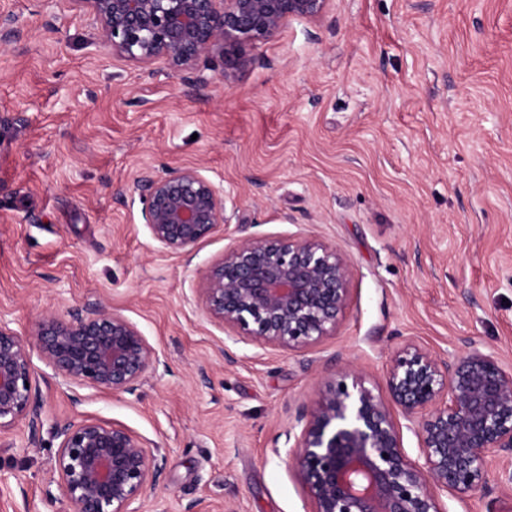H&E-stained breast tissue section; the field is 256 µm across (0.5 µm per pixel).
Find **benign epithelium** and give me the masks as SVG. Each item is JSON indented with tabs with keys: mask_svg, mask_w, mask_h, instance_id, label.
<instances>
[{
	"mask_svg": "<svg viewBox=\"0 0 512 512\" xmlns=\"http://www.w3.org/2000/svg\"><path fill=\"white\" fill-rule=\"evenodd\" d=\"M85 2L113 53L174 73L217 59L227 80L246 65L245 47L272 38L290 17H320L328 0ZM139 183L144 224L169 254L191 252L229 221L224 190L197 167ZM350 280L347 259L315 236L247 235L210 262L199 299L225 340L293 351L336 333ZM33 347L64 384L112 394L132 391L161 364L138 327L105 306L47 312L26 336L0 319V434L25 422L36 435ZM315 394L313 405L295 410L287 453L312 512H444L443 492L466 500L492 478L512 485V368L472 343L451 360L404 346L387 365L381 394L347 361ZM402 419L418 438V460L403 446ZM59 436L56 483L71 512H139L134 504L161 476L158 448L95 419L68 423Z\"/></svg>",
	"mask_w": 512,
	"mask_h": 512,
	"instance_id": "1",
	"label": "benign epithelium"
}]
</instances>
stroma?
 Instances as JSON below:
<instances>
[{"instance_id": "35a3bbf8", "label": "stroma", "mask_w": 512, "mask_h": 512, "mask_svg": "<svg viewBox=\"0 0 512 512\" xmlns=\"http://www.w3.org/2000/svg\"><path fill=\"white\" fill-rule=\"evenodd\" d=\"M0 318L121 312L163 364L128 393L66 385L33 355L42 424L0 435V512H65L63 424L155 442L140 512H311L288 420L353 361L366 387L406 344L468 343L512 366V0H329L247 47L231 78L104 48L87 0H0ZM194 166L229 223L190 253L144 224L142 175ZM311 234L351 264L335 335L298 351L225 345L198 290L244 235ZM512 512V490L442 495Z\"/></svg>"}]
</instances>
